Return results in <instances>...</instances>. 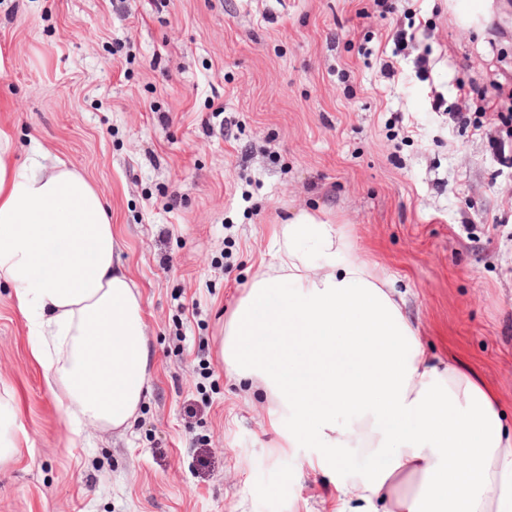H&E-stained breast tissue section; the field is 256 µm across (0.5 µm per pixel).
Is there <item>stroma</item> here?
I'll return each mask as SVG.
<instances>
[{
	"label": "stroma",
	"instance_id": "35a3bbf8",
	"mask_svg": "<svg viewBox=\"0 0 512 512\" xmlns=\"http://www.w3.org/2000/svg\"><path fill=\"white\" fill-rule=\"evenodd\" d=\"M390 2L0 0V128L103 191L153 357L126 433L73 436L0 282V512H327L218 356L302 210L512 431V7L493 38L448 0Z\"/></svg>",
	"mask_w": 512,
	"mask_h": 512
}]
</instances>
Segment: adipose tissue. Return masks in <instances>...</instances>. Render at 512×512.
<instances>
[{
    "mask_svg": "<svg viewBox=\"0 0 512 512\" xmlns=\"http://www.w3.org/2000/svg\"><path fill=\"white\" fill-rule=\"evenodd\" d=\"M276 274L255 278L220 356L275 405L269 424L328 477L333 512H512V436L472 369L430 359L390 279L345 252L330 218L280 225ZM311 244L312 265L299 251ZM101 190L0 129V281L73 435L131 427L150 381L140 292Z\"/></svg>",
    "mask_w": 512,
    "mask_h": 512,
    "instance_id": "adipose-tissue-1",
    "label": "adipose tissue"
}]
</instances>
